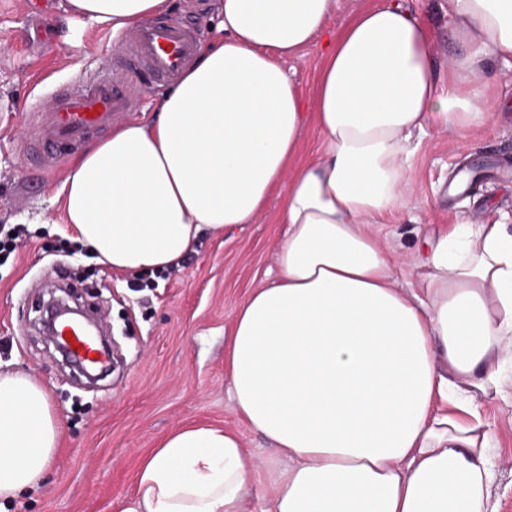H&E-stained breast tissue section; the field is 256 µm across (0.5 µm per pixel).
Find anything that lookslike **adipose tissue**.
Returning a JSON list of instances; mask_svg holds the SVG:
<instances>
[{
  "mask_svg": "<svg viewBox=\"0 0 512 512\" xmlns=\"http://www.w3.org/2000/svg\"><path fill=\"white\" fill-rule=\"evenodd\" d=\"M120 32L170 0H68ZM336 0H217L219 22L144 121L117 124L56 198L113 270L176 267L199 234L255 223L272 198L287 232L274 282L253 289L224 343L239 419L286 465L266 512H499L475 393L512 363V235L459 224L422 238L400 288L376 224L413 193L412 138L473 128L493 109L474 81L512 59V0H448L459 52L448 88L433 31L399 0H370L331 31ZM321 44L315 96L281 66ZM321 140L304 153L301 134ZM59 424L31 376L0 370V512L45 484ZM265 462L239 431L183 425L141 458L114 512H253Z\"/></svg>",
  "mask_w": 512,
  "mask_h": 512,
  "instance_id": "ef3b65f1",
  "label": "adipose tissue"
}]
</instances>
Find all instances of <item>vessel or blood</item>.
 I'll list each match as a JSON object with an SVG mask.
<instances>
[{"mask_svg": "<svg viewBox=\"0 0 512 512\" xmlns=\"http://www.w3.org/2000/svg\"><path fill=\"white\" fill-rule=\"evenodd\" d=\"M199 37L195 28L152 19L121 33L123 64L86 77L77 89L57 92L49 109L34 110L42 162L61 160L94 133L143 107L140 74H150L159 87L178 80L196 53Z\"/></svg>", "mask_w": 512, "mask_h": 512, "instance_id": "obj_1", "label": "vessel or blood"}]
</instances>
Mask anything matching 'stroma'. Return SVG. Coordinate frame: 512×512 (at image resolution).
Wrapping results in <instances>:
<instances>
[{
	"mask_svg": "<svg viewBox=\"0 0 512 512\" xmlns=\"http://www.w3.org/2000/svg\"><path fill=\"white\" fill-rule=\"evenodd\" d=\"M436 34L440 87L448 85V56L456 48L448 0H402ZM165 19L209 34L213 0H171ZM121 54L111 26L76 18L67 0H0V226L25 224L26 246L0 259V369L27 372L46 388L60 422L49 482L20 497L10 512H113V501L133 488L142 456L183 424L240 430L247 453L275 459L271 444L244 428L224 374V339L251 290L275 275V250L286 227L272 198L257 223L225 235L203 234L179 271L158 272L151 286L113 271L68 246L73 234L59 221L55 189L68 173L59 166H26L22 110L45 107L54 91L106 68ZM320 50L312 46L283 67L296 92L312 99ZM498 114L465 133L427 127L414 137L410 176L414 193L387 223L382 245L401 262L400 287L412 288L421 235L437 236L480 218L506 220L512 232V179L494 175L457 198L448 181L465 162H512V66L490 65L485 75ZM71 284L86 307L112 331L117 365L96 383L75 377L39 331L48 287ZM490 431L500 512H512V373L499 395L477 397Z\"/></svg>",
	"mask_w": 512,
	"mask_h": 512,
	"instance_id": "35a3bbf8",
	"label": "stroma"
}]
</instances>
